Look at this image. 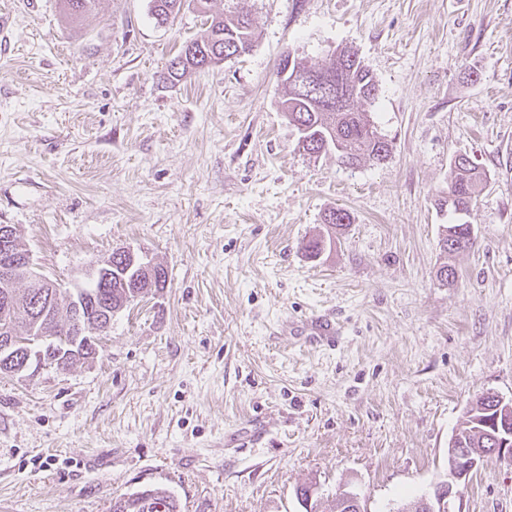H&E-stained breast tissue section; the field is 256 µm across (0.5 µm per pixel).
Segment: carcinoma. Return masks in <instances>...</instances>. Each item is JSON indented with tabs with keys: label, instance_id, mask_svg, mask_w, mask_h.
I'll return each instance as SVG.
<instances>
[{
	"label": "carcinoma",
	"instance_id": "cac0c4a2",
	"mask_svg": "<svg viewBox=\"0 0 512 512\" xmlns=\"http://www.w3.org/2000/svg\"><path fill=\"white\" fill-rule=\"evenodd\" d=\"M190 2L204 16L207 29L199 39L187 42L167 68L164 79L175 81L192 70L209 69L220 65L224 60L239 56L251 50L255 39L252 20L242 14L224 15L212 12L211 0H150V10L157 23L166 25L175 19L185 2ZM63 15L70 21L79 19L96 8L98 0H61ZM277 68V76L282 87L280 105L288 115V120L299 133L298 145L310 154L334 152L336 160L344 166L354 167L361 160L368 159L376 164L386 160L391 153L390 142L378 133L368 113L359 104L373 102L378 95V84L371 71L364 65L357 53L340 48L331 55L329 62L321 67L311 66L303 59L288 52L284 54ZM312 72L333 80L332 89L321 86L298 93L291 82L294 73ZM339 103L334 112L322 106L328 92ZM487 182V175L471 162L454 161L451 164L448 196L439 200V205L448 206L456 213H467L476 204L478 194ZM324 223L331 228L343 227L351 223L350 214L336 208L324 217ZM475 238L462 224H449L440 239L441 250L453 256L473 247ZM154 278L146 279V274L123 254L112 252V287L103 288L101 283L92 280L85 288L76 292L55 285L52 293L55 304L50 306L46 317L50 318V339L46 348L62 356L78 353L84 358L91 357L92 345L88 337H76L64 329L70 318L72 295L85 296L87 303H95L100 308L118 310L124 305L125 289L122 281H140L141 287L148 285L164 288L167 281L165 270L153 267ZM43 289L27 282L24 289L13 287L12 294H20L13 306L4 302V289L0 287V329L11 325L20 333L28 335L34 328V319L42 313L36 309ZM498 413L488 397L481 395L473 401L464 413L458 427L457 443L461 448L481 451L491 455V438L486 433L483 420ZM112 512H181L179 502L162 485H146L136 492L113 498Z\"/></svg>",
	"mask_w": 512,
	"mask_h": 512
}]
</instances>
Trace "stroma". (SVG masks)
Wrapping results in <instances>:
<instances>
[{"label":"stroma","mask_w":512,"mask_h":512,"mask_svg":"<svg viewBox=\"0 0 512 512\" xmlns=\"http://www.w3.org/2000/svg\"><path fill=\"white\" fill-rule=\"evenodd\" d=\"M252 50L168 82L203 36L184 8L0 0V224L63 285L124 248L167 272L112 319L98 355L0 374V512H110L166 486L182 512H301L342 487L395 512L448 475L470 402L512 398V0H212ZM356 50L392 153L339 164L297 148L279 105L285 51ZM464 154L488 182L469 214L438 204ZM348 211L316 259L306 241ZM475 245L436 276L444 225ZM331 316L336 348L292 330ZM462 512H512V462L469 479Z\"/></svg>","instance_id":"obj_1"}]
</instances>
